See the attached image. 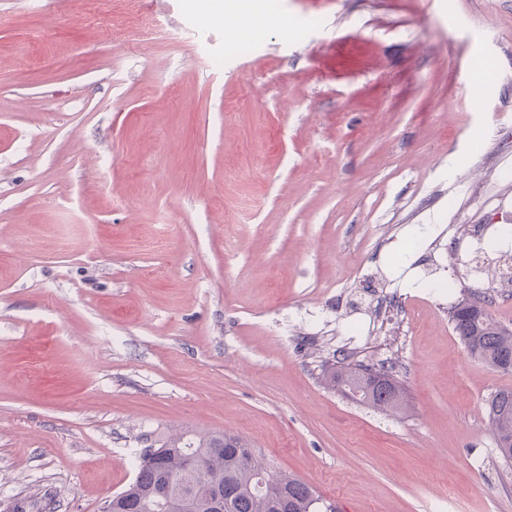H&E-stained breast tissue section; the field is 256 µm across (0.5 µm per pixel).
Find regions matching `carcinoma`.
Listing matches in <instances>:
<instances>
[{"label": "carcinoma", "instance_id": "1", "mask_svg": "<svg viewBox=\"0 0 512 512\" xmlns=\"http://www.w3.org/2000/svg\"><path fill=\"white\" fill-rule=\"evenodd\" d=\"M488 300L473 296L451 310L453 329L469 353L494 369L512 372V331L489 313ZM363 368L343 365L329 380L346 397L379 408L395 409L403 402L396 382L374 383ZM488 416L498 450L512 460V389L497 391ZM271 470L272 486L260 488L255 476ZM175 480L166 510L157 494L163 476ZM231 497L230 512H315L317 498L300 479L271 468L264 456L238 436L221 433L171 434L146 450L137 463L134 481L121 492L115 512H213L216 496Z\"/></svg>", "mask_w": 512, "mask_h": 512}]
</instances>
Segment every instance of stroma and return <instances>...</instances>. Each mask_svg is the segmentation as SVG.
<instances>
[{
	"instance_id": "obj_1",
	"label": "stroma",
	"mask_w": 512,
	"mask_h": 512,
	"mask_svg": "<svg viewBox=\"0 0 512 512\" xmlns=\"http://www.w3.org/2000/svg\"><path fill=\"white\" fill-rule=\"evenodd\" d=\"M0 0V512H101L227 432L321 512H512V0ZM389 371L395 410L345 397ZM488 300L473 296L451 310L453 329L469 353L494 369L512 372V331L497 322L486 308ZM363 367H352L347 364L334 368L329 380L346 397L359 403L379 408L395 409L403 402L402 389L395 381L384 385L374 383L370 377L362 375ZM488 416L498 450L505 460H512V389L498 390L488 404Z\"/></svg>"
}]
</instances>
